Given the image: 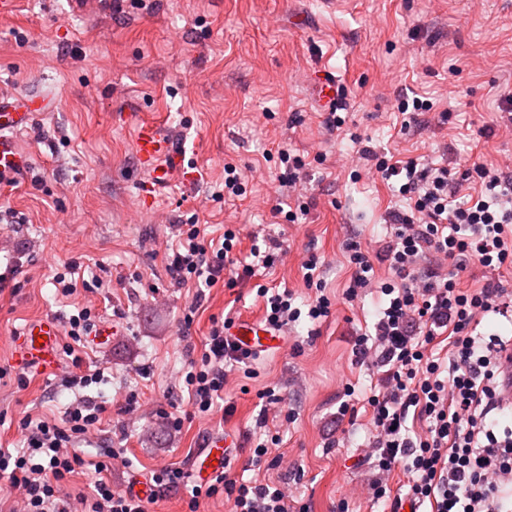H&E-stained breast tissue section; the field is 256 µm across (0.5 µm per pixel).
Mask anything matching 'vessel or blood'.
<instances>
[{
    "instance_id": "vessel-or-blood-1",
    "label": "vessel or blood",
    "mask_w": 512,
    "mask_h": 512,
    "mask_svg": "<svg viewBox=\"0 0 512 512\" xmlns=\"http://www.w3.org/2000/svg\"><path fill=\"white\" fill-rule=\"evenodd\" d=\"M52 106V101L42 95L0 96V184L16 182L27 165L16 139L17 132L30 125L36 113L50 111ZM134 147L150 181L157 186L166 184L180 162V154L175 140L164 127L154 121L139 120ZM230 334L242 348L255 353L274 347L278 341L276 333L250 318L239 320ZM60 335V325L54 317L30 321L15 341L16 363L43 370L53 368ZM500 400L503 404H512V345L506 346L502 353ZM232 443L227 435L210 438L205 453L193 463L194 479L206 480L223 472L228 459L226 450Z\"/></svg>"
}]
</instances>
